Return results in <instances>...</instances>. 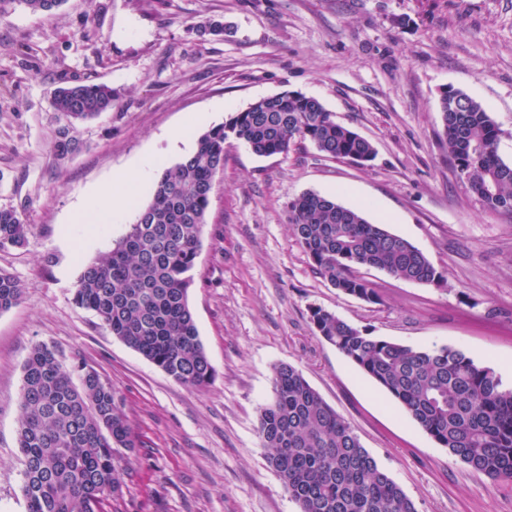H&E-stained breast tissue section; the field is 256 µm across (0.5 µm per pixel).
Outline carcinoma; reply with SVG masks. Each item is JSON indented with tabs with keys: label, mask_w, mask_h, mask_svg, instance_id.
<instances>
[{
	"label": "carcinoma",
	"mask_w": 512,
	"mask_h": 512,
	"mask_svg": "<svg viewBox=\"0 0 512 512\" xmlns=\"http://www.w3.org/2000/svg\"><path fill=\"white\" fill-rule=\"evenodd\" d=\"M65 0H0V15L17 6L52 14ZM119 96L104 84H64L52 107L69 126L53 152L77 150L75 123L112 110ZM448 160L483 204L512 212V164L498 154L502 130L466 93L439 98ZM239 141L259 156L286 154L309 141L324 156L359 165L372 161L366 138L336 122L316 98L281 92L259 99L198 135L193 151L159 177L153 197L112 248L78 278L74 301L112 335L177 383L207 388L214 369L199 338L189 290L207 224L224 144ZM288 223L311 268L345 294L372 302L377 291L359 275L374 268L417 284L442 274L428 257L385 225L315 192L288 203ZM30 225L0 209V249L22 248ZM23 288L0 270V312ZM317 334L335 346L403 408L441 447L493 481L512 483V389L461 349L414 348L371 335L335 313L311 309ZM79 383H74L73 377ZM259 437L269 465L300 512H417L415 503L362 446L350 425L294 366L273 369L272 397L259 410ZM138 438L115 392L82 361L64 366L55 350L35 345L23 366L18 448L26 512H108L121 489L118 449Z\"/></svg>",
	"instance_id": "1"
}]
</instances>
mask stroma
Segmentation results:
<instances>
[{
  "label": "stroma",
  "instance_id": "1",
  "mask_svg": "<svg viewBox=\"0 0 512 512\" xmlns=\"http://www.w3.org/2000/svg\"><path fill=\"white\" fill-rule=\"evenodd\" d=\"M210 20L232 34L200 36ZM63 81L107 84L120 101L78 126L79 151L59 158L51 144L66 120L51 96ZM447 88L490 113L512 163V0H67L53 15L0 16V209L31 226L27 246L0 249V270L23 288L0 312V512H25L19 398L42 343L94 369L138 436L111 512H299L258 434L281 363L302 371L418 512H512V484L450 456L310 321L320 306L403 345L458 348L512 388V214L487 209L450 165ZM285 90L320 100L376 157L356 166L307 142L260 157L226 142L189 292L215 378L192 390L75 305L83 268L128 228L78 218L145 157L167 168L190 152L166 138L189 115L220 124L223 102L240 111ZM306 191L386 222L442 281L365 268L378 301L343 294L291 234L287 203Z\"/></svg>",
  "mask_w": 512,
  "mask_h": 512
}]
</instances>
